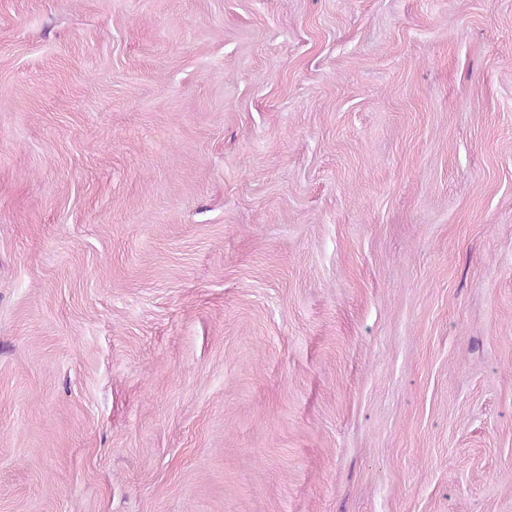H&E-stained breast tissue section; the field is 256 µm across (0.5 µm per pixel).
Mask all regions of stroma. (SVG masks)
Wrapping results in <instances>:
<instances>
[{
  "instance_id": "35a3bbf8",
  "label": "stroma",
  "mask_w": 512,
  "mask_h": 512,
  "mask_svg": "<svg viewBox=\"0 0 512 512\" xmlns=\"http://www.w3.org/2000/svg\"><path fill=\"white\" fill-rule=\"evenodd\" d=\"M0 512H512V0H0Z\"/></svg>"
}]
</instances>
